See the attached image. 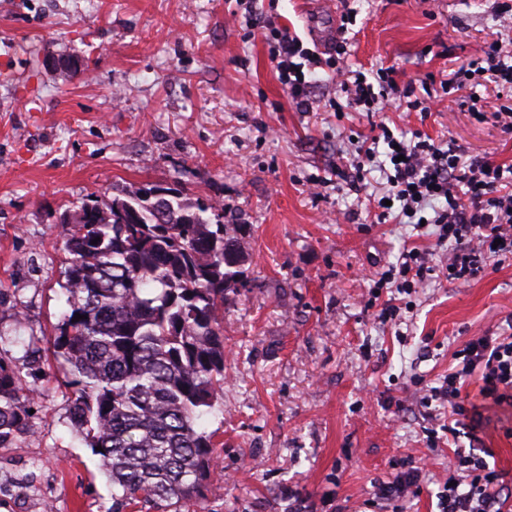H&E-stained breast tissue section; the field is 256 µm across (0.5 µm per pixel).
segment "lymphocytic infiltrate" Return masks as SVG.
Wrapping results in <instances>:
<instances>
[{
    "instance_id": "f902f5d3",
    "label": "lymphocytic infiltrate",
    "mask_w": 512,
    "mask_h": 512,
    "mask_svg": "<svg viewBox=\"0 0 512 512\" xmlns=\"http://www.w3.org/2000/svg\"><path fill=\"white\" fill-rule=\"evenodd\" d=\"M270 55L280 83L292 102L308 106L312 83L305 67L318 64V56L304 48L290 31H272ZM486 75L512 89V37L496 36L481 57L469 60L441 81L445 91L467 89L469 80ZM336 83L345 96L333 102L335 112L386 111L396 101L397 86L375 89L366 76L340 66ZM387 144L386 200L401 204L400 217L415 219L432 209L431 224L439 229V241L451 242L448 260L440 270L446 280L465 284L484 272L488 263L512 261V164H494L469 155L456 142L440 146L421 136L401 140L389 128L362 140L357 148L355 171L374 163L379 144ZM437 208H430V201ZM459 363L449 370L441 386L430 388L429 397L448 411L449 418L467 431L468 448H456L448 466V481L441 495L442 512H505L508 502L499 475L478 453L480 405L512 404V332L479 336L458 353ZM477 394H470V386Z\"/></svg>"
}]
</instances>
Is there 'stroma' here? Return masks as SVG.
<instances>
[{
    "label": "stroma",
    "instance_id": "obj_1",
    "mask_svg": "<svg viewBox=\"0 0 512 512\" xmlns=\"http://www.w3.org/2000/svg\"><path fill=\"white\" fill-rule=\"evenodd\" d=\"M497 0H259L272 25L312 49L313 27L345 28V64L399 88L435 80L481 55L502 29ZM356 20L344 24L343 17ZM0 358L41 392L33 436L0 450V512H112V486L70 427L74 397L50 340L68 312L61 215L88 197L159 186L212 199L245 225L250 255L224 303V392L197 421L219 443L217 491L181 512H440L451 446L427 405L454 353L512 320V264L468 284L430 276L416 293L374 289L415 247L445 260L436 228L378 224L370 196L386 178L348 160L370 118L337 117L334 47L301 111L269 46L235 0H6L0 8ZM79 61L72 74L64 61ZM476 108L443 96L427 115L380 113L395 136L512 163V133L492 115L512 98L489 82ZM405 305L381 322L383 301ZM27 319L16 325L13 307ZM489 466L512 487V407L483 409ZM417 488L375 496L404 465Z\"/></svg>",
    "mask_w": 512,
    "mask_h": 512
}]
</instances>
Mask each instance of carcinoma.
<instances>
[{"label": "carcinoma", "mask_w": 512, "mask_h": 512, "mask_svg": "<svg viewBox=\"0 0 512 512\" xmlns=\"http://www.w3.org/2000/svg\"><path fill=\"white\" fill-rule=\"evenodd\" d=\"M151 192L94 196L60 217L70 310L50 344L70 367V425L99 457L112 512L205 496L218 455L196 419L223 392L224 299L249 260L217 203ZM40 396L0 360V449L34 434Z\"/></svg>", "instance_id": "carcinoma-1"}]
</instances>
